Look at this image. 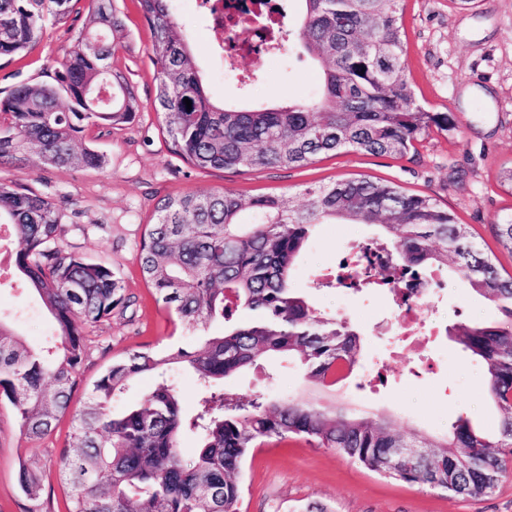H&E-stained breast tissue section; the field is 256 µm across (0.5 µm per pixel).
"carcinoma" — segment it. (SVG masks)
<instances>
[{"label": "carcinoma", "instance_id": "obj_1", "mask_svg": "<svg viewBox=\"0 0 512 512\" xmlns=\"http://www.w3.org/2000/svg\"><path fill=\"white\" fill-rule=\"evenodd\" d=\"M72 0H0V60L31 47L49 22L68 18ZM91 26L79 31L50 83L22 82L0 98V168L23 171L30 151L44 167L103 165L77 149L88 126L130 120L137 103L125 78L105 66L126 38L111 0H88ZM151 32L157 67L154 108L169 151L199 171L304 168L347 152L403 158L433 130L450 132L454 114L416 102L405 65V0H297L299 28L280 35L282 49L308 53L320 68L322 92L312 100L252 108L218 104L192 60L170 0H137ZM191 100L186 107L184 99ZM291 194L243 200L229 191L169 197L157 207L139 248L140 270L156 299L187 331L189 348L135 350L115 361L71 417L58 459L70 489L66 512H241V474L251 451L291 437L332 448L381 476L465 498L492 492L512 466V273H502L469 225L428 196L366 178L311 186ZM251 209L255 222L243 224ZM60 202L26 192L0 176V236L16 244L14 267L57 324L55 349L37 351L0 321V397L13 405L29 440L50 435L69 409L85 354L84 328L112 315L120 280L104 263L57 246ZM348 220L381 229L391 258L358 272L354 290L432 267L447 268L494 304L492 321L461 323L458 340L483 369L485 395L501 412L497 434L458 418L448 433L406 432L389 416L367 417L319 399L244 398L224 379L256 369L269 355L297 360L320 391L338 363L353 374L363 349L347 322L318 311L290 288V277L319 224ZM512 254V216L495 225ZM192 371L199 390L187 412L172 380ZM154 385L136 404L117 405L128 383ZM198 438L185 456L180 439ZM31 499L40 478L20 469Z\"/></svg>", "mask_w": 512, "mask_h": 512}]
</instances>
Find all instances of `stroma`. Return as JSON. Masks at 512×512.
<instances>
[{"mask_svg":"<svg viewBox=\"0 0 512 512\" xmlns=\"http://www.w3.org/2000/svg\"><path fill=\"white\" fill-rule=\"evenodd\" d=\"M114 5L127 37L112 68L133 87L136 112L118 126L87 130V143L105 158L102 167L44 168L35 161L18 176L39 194L66 199L59 246L110 265L122 285L123 304L86 331L72 408H79L88 387L113 361L145 346H167L182 334L148 288L138 261V246L155 221L156 206L169 197L224 189L248 200L363 176L431 196L460 223L471 225L484 247L495 250L501 271L512 272V254L499 248L493 232L494 224L512 213V184L499 177L512 166V0H480L474 8L454 0H406V66L417 99L433 111L453 113L455 130L423 136L413 156L342 154L300 169L256 172H201L169 152L153 107L156 69L149 57V28L136 0H114ZM173 5L215 101L271 105L310 100L319 93L318 68L304 55L266 57L258 63L246 58L235 71L225 70L197 0H173ZM89 20L87 0H77L68 19L47 25L33 49L0 68V90L20 81H47ZM374 233L365 224L318 225L291 275L292 288L307 294L319 311L349 321L364 339L362 368L373 380L365 387L339 389L337 400L370 416L389 415L406 431L442 435L461 417L479 430H496L498 413L485 397L481 367L452 334L426 340L421 358L413 359L384 333L395 317L385 296L368 288L323 287L325 273L350 246ZM12 265L11 254L1 250L0 319L38 349L53 334V318L37 293L11 276ZM495 315L491 302L451 274L430 297L425 326L453 327ZM225 387L244 397L316 395L302 369L279 357L226 380ZM69 427L70 418L64 415L50 436L27 440L12 405L0 400V512H64L68 489L59 480L57 460ZM24 464L40 476L38 499H29L20 488ZM241 481L243 512H305L311 504L327 512H512V474L494 492L463 499L385 478L302 438L255 449Z\"/></svg>","mask_w":512,"mask_h":512,"instance_id":"obj_1","label":"stroma"}]
</instances>
